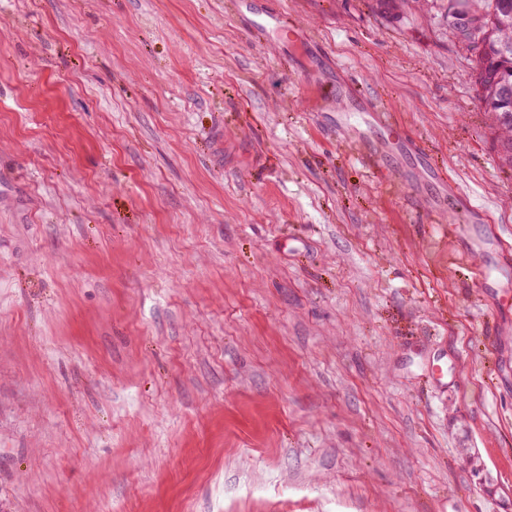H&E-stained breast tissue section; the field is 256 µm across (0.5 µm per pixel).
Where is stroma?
<instances>
[{
	"instance_id": "35a3bbf8",
	"label": "stroma",
	"mask_w": 512,
	"mask_h": 512,
	"mask_svg": "<svg viewBox=\"0 0 512 512\" xmlns=\"http://www.w3.org/2000/svg\"><path fill=\"white\" fill-rule=\"evenodd\" d=\"M505 293L433 19L0 0V512H512Z\"/></svg>"
}]
</instances>
